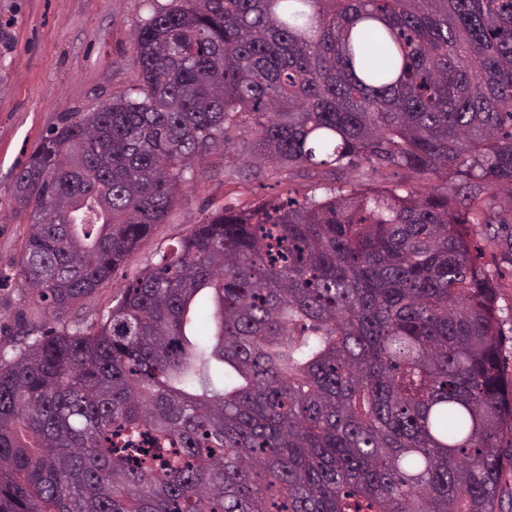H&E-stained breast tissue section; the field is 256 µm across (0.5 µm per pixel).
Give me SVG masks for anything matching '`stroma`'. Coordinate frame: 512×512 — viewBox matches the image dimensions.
Here are the masks:
<instances>
[{
	"mask_svg": "<svg viewBox=\"0 0 512 512\" xmlns=\"http://www.w3.org/2000/svg\"><path fill=\"white\" fill-rule=\"evenodd\" d=\"M169 0H0V355L23 340L73 321L98 319L159 252L221 206L274 201L288 190L327 185L324 170L275 167L261 180L240 183L223 153L207 155L214 179L189 186L166 221L80 311L50 316L19 276L20 246L30 222L14 196L15 177L53 127L94 111L136 84L129 64L134 35L154 8Z\"/></svg>",
	"mask_w": 512,
	"mask_h": 512,
	"instance_id": "stroma-1",
	"label": "stroma"
}]
</instances>
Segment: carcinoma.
Returning <instances> with one entry per match:
<instances>
[{"instance_id":"obj_1","label":"carcinoma","mask_w":512,"mask_h":512,"mask_svg":"<svg viewBox=\"0 0 512 512\" xmlns=\"http://www.w3.org/2000/svg\"><path fill=\"white\" fill-rule=\"evenodd\" d=\"M132 65L16 177L55 313L207 154L433 186L220 208L92 327L0 358V512H498L512 338L474 243L512 258V0H170Z\"/></svg>"}]
</instances>
